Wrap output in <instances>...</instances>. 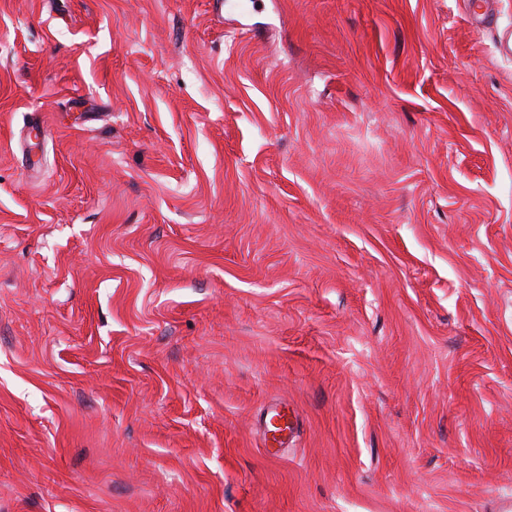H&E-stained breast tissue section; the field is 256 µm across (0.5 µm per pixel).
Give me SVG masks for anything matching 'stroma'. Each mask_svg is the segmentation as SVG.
Returning a JSON list of instances; mask_svg holds the SVG:
<instances>
[{
	"label": "stroma",
	"mask_w": 512,
	"mask_h": 512,
	"mask_svg": "<svg viewBox=\"0 0 512 512\" xmlns=\"http://www.w3.org/2000/svg\"><path fill=\"white\" fill-rule=\"evenodd\" d=\"M491 9L0 0V512H498Z\"/></svg>",
	"instance_id": "35a3bbf8"
}]
</instances>
